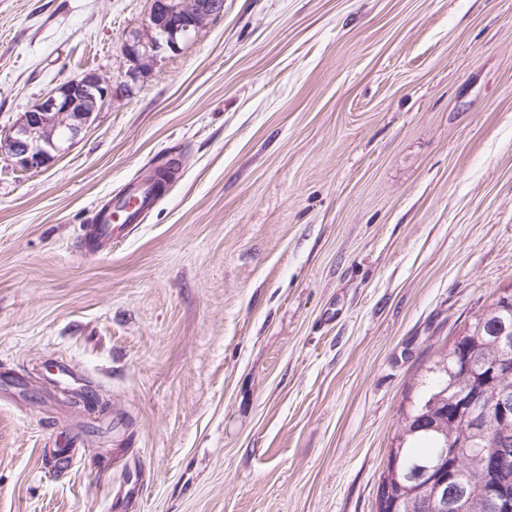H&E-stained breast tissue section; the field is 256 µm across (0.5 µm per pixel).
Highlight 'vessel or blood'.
<instances>
[{
	"label": "vessel or blood",
	"instance_id": "1",
	"mask_svg": "<svg viewBox=\"0 0 512 512\" xmlns=\"http://www.w3.org/2000/svg\"><path fill=\"white\" fill-rule=\"evenodd\" d=\"M164 181L159 173L130 184L111 206L100 209L94 224L86 229V235L96 249L106 250L113 239L128 230L139 215L152 207L160 194Z\"/></svg>",
	"mask_w": 512,
	"mask_h": 512
}]
</instances>
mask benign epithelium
<instances>
[{"label":"benign epithelium","mask_w":512,"mask_h":512,"mask_svg":"<svg viewBox=\"0 0 512 512\" xmlns=\"http://www.w3.org/2000/svg\"><path fill=\"white\" fill-rule=\"evenodd\" d=\"M223 8V0H151L146 22L125 38L121 51L137 69L145 71L162 50H174L179 42L197 35ZM112 97V84L96 72L74 76L20 116L7 139L0 142V150L7 151L22 170L40 168L52 158V153L60 150L63 142L76 138L94 112ZM462 405L467 408L471 424L485 430L489 447L497 449L491 456V461L497 462L507 453L509 444L487 429L486 420L511 418L512 394H473Z\"/></svg>","instance_id":"obj_1"}]
</instances>
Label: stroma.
Listing matches in <instances>:
<instances>
[{
  "label": "stroma",
  "mask_w": 512,
  "mask_h": 512,
  "mask_svg": "<svg viewBox=\"0 0 512 512\" xmlns=\"http://www.w3.org/2000/svg\"><path fill=\"white\" fill-rule=\"evenodd\" d=\"M149 8L0 0V140L80 72L119 92L39 169L0 151V512H376L439 348L512 285V0H224L136 75ZM162 176L154 170L147 178L132 183L112 206L103 207L95 216V224L86 229L85 236L96 249L106 250L112 246V240L134 224L139 215L152 207L165 187Z\"/></svg>",
  "instance_id": "obj_1"
}]
</instances>
